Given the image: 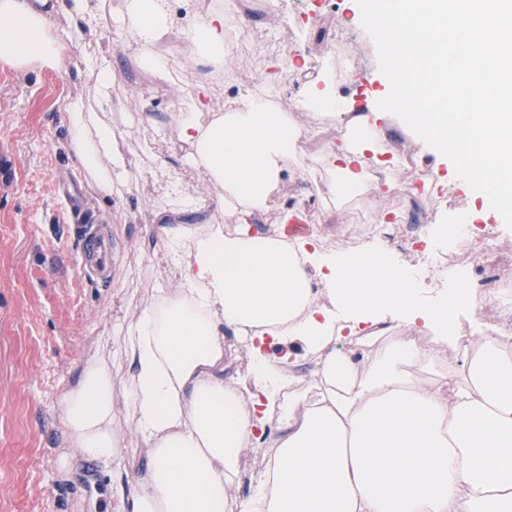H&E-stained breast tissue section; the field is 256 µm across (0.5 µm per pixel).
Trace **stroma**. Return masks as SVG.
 I'll return each instance as SVG.
<instances>
[{
	"label": "stroma",
	"mask_w": 512,
	"mask_h": 512,
	"mask_svg": "<svg viewBox=\"0 0 512 512\" xmlns=\"http://www.w3.org/2000/svg\"><path fill=\"white\" fill-rule=\"evenodd\" d=\"M233 2L225 14L228 32L261 29L252 55L230 62L234 86L281 112L291 110L304 86H328L335 94L334 112L312 107L295 114L306 134L276 189L302 209L319 208L327 238L340 233L351 204L368 205L377 217L391 203L376 181L362 193L318 191L336 174L326 144L315 139L317 126H336L337 113L354 109L362 98L372 106V122L388 133L366 153V162L383 163L398 178L413 148L419 164L455 187L447 210H428V224L448 212L463 224L503 225L481 192L456 177L452 163L398 117L377 109L389 87L355 0H299L288 39L301 57L293 81L284 83L267 79L271 69L283 66L264 34L275 19L256 17L251 0ZM126 10L127 0H105L93 29L68 12L53 14V31L71 41L61 69L37 64L17 71L0 63V151L6 156L0 169V512H106L112 477L71 448L59 421L60 396L88 360L109 356L116 324L154 304L160 289L180 286L181 269L165 247V229L182 223L184 200L197 204L191 223L196 232L237 221L234 207L222 200L223 186L190 164L192 148L179 140L173 121L176 113L193 111L198 85L214 77L207 60L180 49L197 22L190 0H170V29L158 45L167 58L163 78L140 62L133 42L114 40L116 21ZM340 24L355 32L357 59L342 58L334 39ZM115 53L124 66L104 100L92 62ZM76 99L102 125L120 131L112 148L129 158L112 194L97 192L89 177L81 179L86 202L112 230V282L105 287L84 278L68 206L56 190L58 176L78 167L66 119V107ZM112 416L128 470L137 473L145 463L144 443L134 431L123 388L112 394Z\"/></svg>",
	"instance_id": "1"
}]
</instances>
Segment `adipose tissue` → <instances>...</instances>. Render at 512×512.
Returning a JSON list of instances; mask_svg holds the SVG:
<instances>
[{
  "instance_id": "1",
  "label": "adipose tissue",
  "mask_w": 512,
  "mask_h": 512,
  "mask_svg": "<svg viewBox=\"0 0 512 512\" xmlns=\"http://www.w3.org/2000/svg\"><path fill=\"white\" fill-rule=\"evenodd\" d=\"M66 9L95 26V0H0V63L62 66L67 45L50 26ZM166 0H130L128 27L158 74L168 31ZM70 147L97 190L111 192L124 160L116 133L79 101L68 105ZM179 138L255 223L303 136L287 113L251 93L240 108L203 126L177 114ZM328 157L341 188L365 186L363 153ZM166 246L182 282L160 304L120 324L113 359L124 383L146 465L129 474L112 417L113 360L85 363L60 398V419L85 460L112 470L111 512H512V347L479 334L461 345L460 308L424 297L385 252L326 247L319 225L287 241L281 228L188 236L168 230ZM391 317L394 336L376 332L358 355L324 354L337 329ZM252 340V386L224 374V333ZM431 343L428 381L413 378L418 335ZM272 337L287 354L305 346L316 368L310 387L282 397L281 362L260 347ZM279 434L267 439L269 423ZM267 442L271 465L243 501L231 488L240 454Z\"/></svg>"
}]
</instances>
